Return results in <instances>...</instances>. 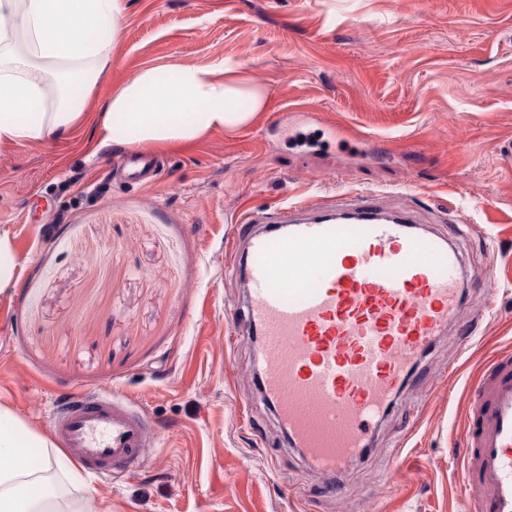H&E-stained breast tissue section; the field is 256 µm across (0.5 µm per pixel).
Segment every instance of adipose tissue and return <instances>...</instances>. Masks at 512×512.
Returning <instances> with one entry per match:
<instances>
[{"label":"adipose tissue","instance_id":"adipose-tissue-1","mask_svg":"<svg viewBox=\"0 0 512 512\" xmlns=\"http://www.w3.org/2000/svg\"><path fill=\"white\" fill-rule=\"evenodd\" d=\"M125 0H0V145L46 144L83 119L112 62ZM269 109L239 67L148 66L102 103L100 145L143 148L233 133ZM0 407V512H102L78 496V467Z\"/></svg>","mask_w":512,"mask_h":512}]
</instances>
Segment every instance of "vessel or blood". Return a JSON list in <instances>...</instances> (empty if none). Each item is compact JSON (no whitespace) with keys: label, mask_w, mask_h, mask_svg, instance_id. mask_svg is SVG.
I'll list each match as a JSON object with an SVG mask.
<instances>
[{"label":"vessel or blood","mask_w":512,"mask_h":512,"mask_svg":"<svg viewBox=\"0 0 512 512\" xmlns=\"http://www.w3.org/2000/svg\"><path fill=\"white\" fill-rule=\"evenodd\" d=\"M225 253L247 285L239 330L261 338L257 366L291 447L331 490L361 456L426 351L457 325L463 260L451 235L428 233L373 197L303 200L278 209ZM465 483L474 512H512V360L473 384ZM61 451L106 475L134 467L150 422L122 396L65 392L50 419Z\"/></svg>","instance_id":"vessel-or-blood-1"}]
</instances>
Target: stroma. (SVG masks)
Instances as JSON below:
<instances>
[{
	"instance_id": "35a3bbf8",
	"label": "stroma",
	"mask_w": 512,
	"mask_h": 512,
	"mask_svg": "<svg viewBox=\"0 0 512 512\" xmlns=\"http://www.w3.org/2000/svg\"><path fill=\"white\" fill-rule=\"evenodd\" d=\"M124 24L79 127L0 146V233L20 269L0 295V405L44 436L70 387L144 413L156 440L135 473L84 477L112 512H472L457 453L470 383L512 353V0H126ZM219 60L243 65L269 111L154 149L156 183L111 174L138 152L93 133L115 87ZM345 193L459 223L458 318L478 331L436 339L334 495L254 383L224 241L242 214Z\"/></svg>"
}]
</instances>
